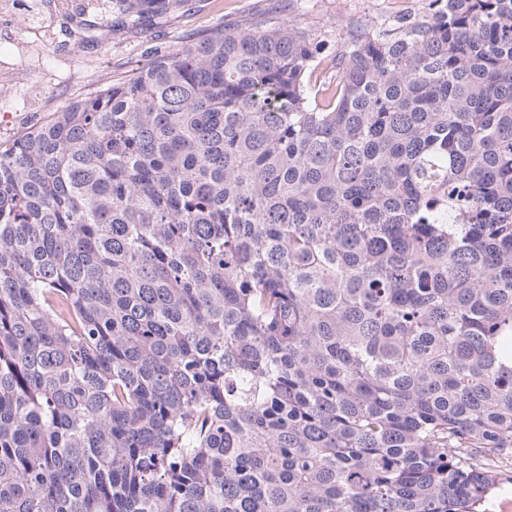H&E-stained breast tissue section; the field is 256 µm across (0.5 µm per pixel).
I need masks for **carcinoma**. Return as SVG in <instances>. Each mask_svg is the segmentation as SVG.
<instances>
[{
  "mask_svg": "<svg viewBox=\"0 0 512 512\" xmlns=\"http://www.w3.org/2000/svg\"><path fill=\"white\" fill-rule=\"evenodd\" d=\"M316 40L217 26L0 144V512H482L512 0H430L318 84Z\"/></svg>",
  "mask_w": 512,
  "mask_h": 512,
  "instance_id": "carcinoma-1",
  "label": "carcinoma"
}]
</instances>
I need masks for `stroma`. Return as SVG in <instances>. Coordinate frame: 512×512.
Here are the masks:
<instances>
[{
    "label": "stroma",
    "instance_id": "35a3bbf8",
    "mask_svg": "<svg viewBox=\"0 0 512 512\" xmlns=\"http://www.w3.org/2000/svg\"><path fill=\"white\" fill-rule=\"evenodd\" d=\"M81 3L41 0L31 13H0V142L50 121L106 79L126 78L153 58L175 55L216 26L270 15L277 0H181L136 24L119 13H87ZM427 3L288 0V17L317 31V54L329 59L352 31L425 13Z\"/></svg>",
    "mask_w": 512,
    "mask_h": 512
}]
</instances>
